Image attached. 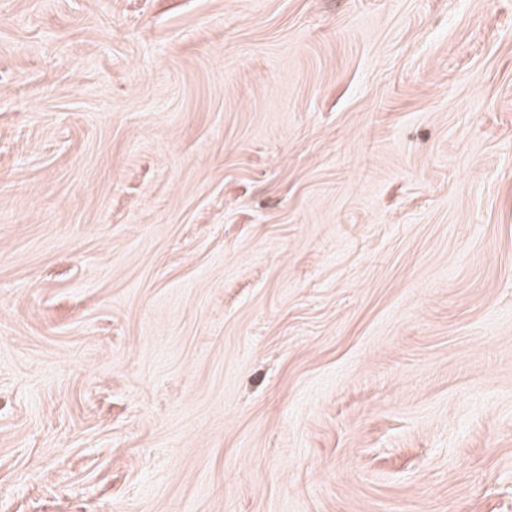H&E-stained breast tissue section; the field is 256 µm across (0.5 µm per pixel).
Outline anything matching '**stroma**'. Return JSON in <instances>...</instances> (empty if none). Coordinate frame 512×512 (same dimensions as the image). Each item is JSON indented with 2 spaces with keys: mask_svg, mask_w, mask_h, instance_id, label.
<instances>
[{
  "mask_svg": "<svg viewBox=\"0 0 512 512\" xmlns=\"http://www.w3.org/2000/svg\"><path fill=\"white\" fill-rule=\"evenodd\" d=\"M0 512H512V0H0Z\"/></svg>",
  "mask_w": 512,
  "mask_h": 512,
  "instance_id": "35a3bbf8",
  "label": "stroma"
}]
</instances>
